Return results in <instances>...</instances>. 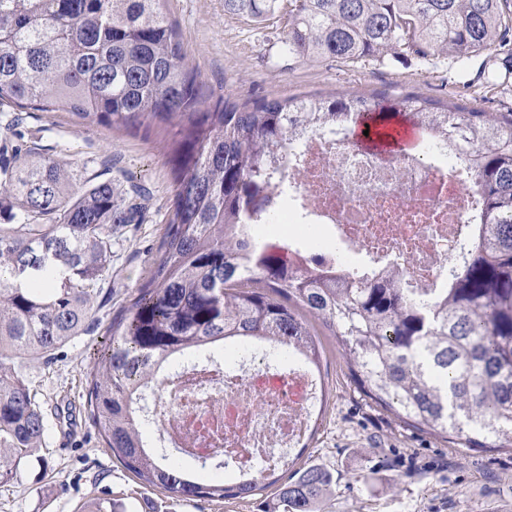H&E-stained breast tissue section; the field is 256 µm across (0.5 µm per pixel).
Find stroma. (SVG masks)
Listing matches in <instances>:
<instances>
[{"instance_id":"stroma-1","label":"stroma","mask_w":512,"mask_h":512,"mask_svg":"<svg viewBox=\"0 0 512 512\" xmlns=\"http://www.w3.org/2000/svg\"><path fill=\"white\" fill-rule=\"evenodd\" d=\"M186 62L208 87L240 101L285 100L310 94L365 91L384 109L410 97L458 103L483 112H512V43L459 62L441 55L381 61L289 56L287 11L256 22L226 13L224 0H165ZM18 112L0 106V160L36 143L50 158L112 184L136 204L141 220L115 225L110 271L84 336L53 359L25 357L47 432L42 448L0 486V512H76L93 499L122 503L125 512H263L264 498L171 499L140 483L113 457L85 412L86 374L107 349L112 319L152 273L169 222L175 185L167 157L178 126L112 130L66 112ZM320 360L325 408L298 466L332 471L318 512H512V452L454 447L421 432L372 401L355 383L334 338Z\"/></svg>"}]
</instances>
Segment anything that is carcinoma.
<instances>
[{
  "instance_id": "carcinoma-1",
  "label": "carcinoma",
  "mask_w": 512,
  "mask_h": 512,
  "mask_svg": "<svg viewBox=\"0 0 512 512\" xmlns=\"http://www.w3.org/2000/svg\"><path fill=\"white\" fill-rule=\"evenodd\" d=\"M163 0H0V104L64 111L110 128L179 126L169 157L174 208L151 279L112 322V344L87 379V411L116 460L176 500L246 499L268 488L266 512H315L333 474L307 466L262 480L197 481L146 449L134 415L163 384L162 363L229 337H268L317 362L327 328L355 382L418 430L469 449L512 451V112L408 98L376 111L359 92L239 102L211 95L184 62ZM506 0H224L262 21L288 8V53L380 60L389 54L469 59L512 35ZM409 118L453 121L475 149L473 188L486 225L447 291L413 297L395 280L337 288L290 271L237 231L268 210L270 153L300 126ZM28 149L0 165V484L41 447L46 423L14 360L48 358L82 335L112 258V225L137 211L112 183L83 180Z\"/></svg>"
}]
</instances>
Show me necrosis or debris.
I'll use <instances>...</instances> for the list:
<instances>
[{
	"mask_svg": "<svg viewBox=\"0 0 512 512\" xmlns=\"http://www.w3.org/2000/svg\"><path fill=\"white\" fill-rule=\"evenodd\" d=\"M288 193L240 228L289 264L354 287L395 276L430 299L469 256L478 197L474 154L454 131L385 154L355 145L348 125L300 129L285 149ZM158 441L195 466L219 457L225 476L257 479L288 465L324 411L319 371L269 339L229 340L163 365Z\"/></svg>",
	"mask_w": 512,
	"mask_h": 512,
	"instance_id": "necrosis-or-debris-1",
	"label": "necrosis or debris"
}]
</instances>
